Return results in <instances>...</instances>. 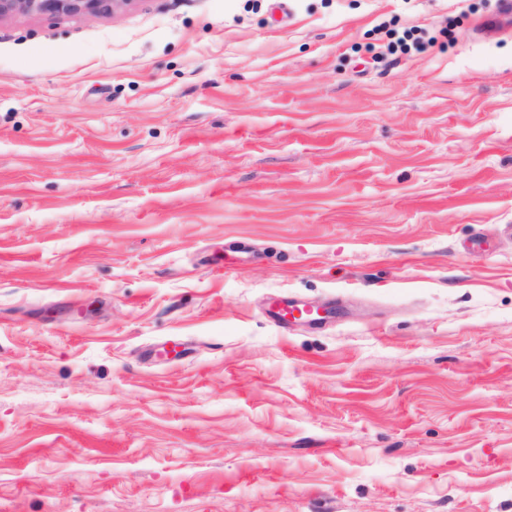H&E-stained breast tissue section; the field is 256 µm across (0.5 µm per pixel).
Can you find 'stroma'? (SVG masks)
I'll return each mask as SVG.
<instances>
[{"instance_id":"obj_1","label":"stroma","mask_w":512,"mask_h":512,"mask_svg":"<svg viewBox=\"0 0 512 512\" xmlns=\"http://www.w3.org/2000/svg\"><path fill=\"white\" fill-rule=\"evenodd\" d=\"M271 7L0 19V512H512L500 0ZM332 313L327 310L312 309L292 300H277L270 307L267 315L280 325H287L295 320H305L312 325H321Z\"/></svg>"}]
</instances>
